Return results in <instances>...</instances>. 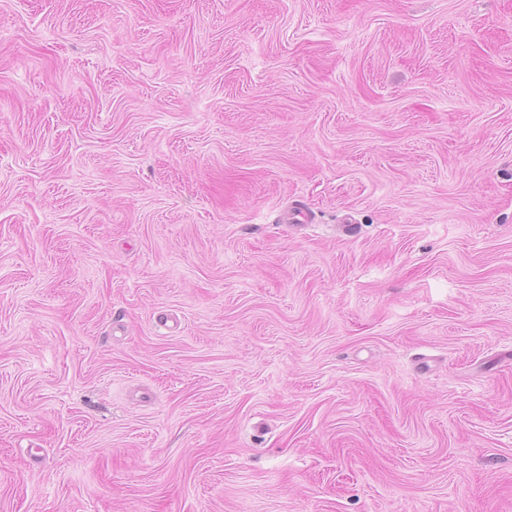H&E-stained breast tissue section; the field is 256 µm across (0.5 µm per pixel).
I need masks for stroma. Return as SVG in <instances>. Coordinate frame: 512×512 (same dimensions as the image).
I'll use <instances>...</instances> for the list:
<instances>
[{
    "mask_svg": "<svg viewBox=\"0 0 512 512\" xmlns=\"http://www.w3.org/2000/svg\"><path fill=\"white\" fill-rule=\"evenodd\" d=\"M0 512H512V0H0Z\"/></svg>",
    "mask_w": 512,
    "mask_h": 512,
    "instance_id": "1",
    "label": "stroma"
}]
</instances>
